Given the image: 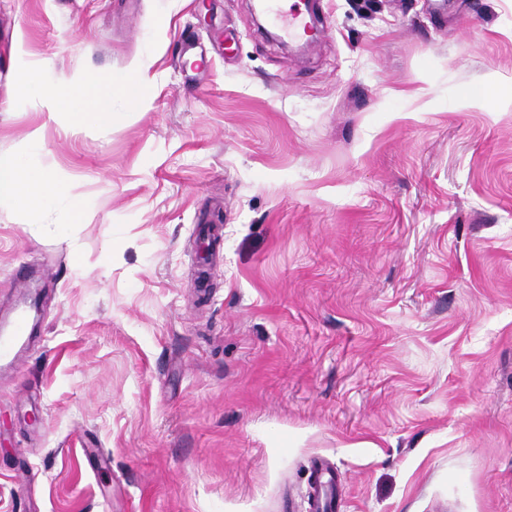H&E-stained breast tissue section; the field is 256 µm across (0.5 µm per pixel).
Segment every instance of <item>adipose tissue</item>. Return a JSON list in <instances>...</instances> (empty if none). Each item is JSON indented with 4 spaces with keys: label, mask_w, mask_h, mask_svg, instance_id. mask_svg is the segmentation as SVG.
Here are the masks:
<instances>
[{
    "label": "adipose tissue",
    "mask_w": 512,
    "mask_h": 512,
    "mask_svg": "<svg viewBox=\"0 0 512 512\" xmlns=\"http://www.w3.org/2000/svg\"><path fill=\"white\" fill-rule=\"evenodd\" d=\"M25 83L41 97L49 114L66 112L79 125L111 121L112 115L98 111L96 89L73 80L59 86H45L37 70H27ZM0 198L16 201L25 209H43L56 202H67L73 222H80L81 206L70 193V186L53 172L27 164L21 156L0 155Z\"/></svg>",
    "instance_id": "1"
}]
</instances>
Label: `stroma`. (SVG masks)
<instances>
[{
  "label": "stroma",
  "instance_id": "1",
  "mask_svg": "<svg viewBox=\"0 0 512 512\" xmlns=\"http://www.w3.org/2000/svg\"><path fill=\"white\" fill-rule=\"evenodd\" d=\"M316 5L0 0V154L85 212L0 200V512H512V0ZM267 1L271 4L269 11L273 22L280 25L282 29H285L289 37L300 39L308 34L310 25L302 12L298 10H284L280 0ZM25 83L30 90L41 97L47 108L48 116L59 112H68L72 122L78 125L92 122H111V112H98L96 107L97 90L82 83L79 79L59 86H45L36 69L26 71ZM314 464H316L317 467H315L310 474L314 487V495L311 498V507L315 510L314 512H334L333 510H336V500L331 496L329 500L323 501L320 495L322 478H326L324 484L331 483L333 479L331 471L329 470V464L324 460L316 461Z\"/></svg>",
  "mask_w": 512,
  "mask_h": 512
}]
</instances>
